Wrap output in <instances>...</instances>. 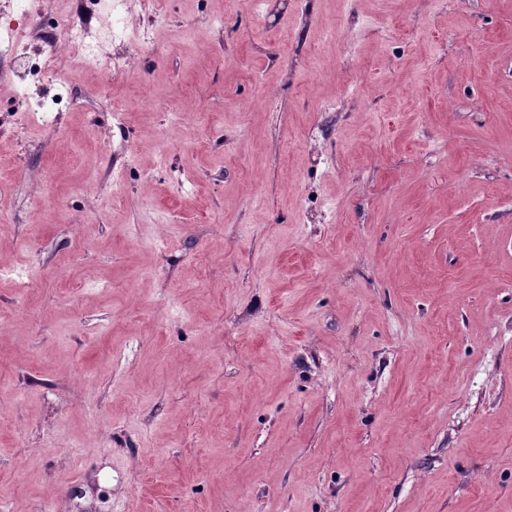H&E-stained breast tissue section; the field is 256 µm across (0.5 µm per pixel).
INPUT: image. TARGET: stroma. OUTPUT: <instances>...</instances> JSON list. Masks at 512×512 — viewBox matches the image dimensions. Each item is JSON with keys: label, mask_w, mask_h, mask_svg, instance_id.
<instances>
[{"label": "stroma", "mask_w": 512, "mask_h": 512, "mask_svg": "<svg viewBox=\"0 0 512 512\" xmlns=\"http://www.w3.org/2000/svg\"><path fill=\"white\" fill-rule=\"evenodd\" d=\"M35 10L133 64L0 58V512H512V0Z\"/></svg>", "instance_id": "1"}]
</instances>
